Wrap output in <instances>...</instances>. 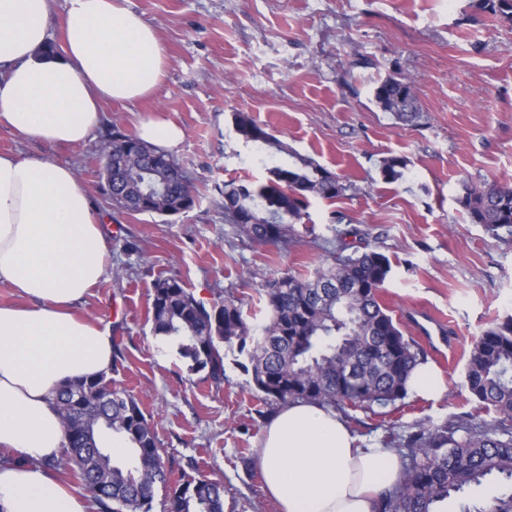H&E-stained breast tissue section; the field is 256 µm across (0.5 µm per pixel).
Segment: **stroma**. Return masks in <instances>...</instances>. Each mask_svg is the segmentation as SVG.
Here are the masks:
<instances>
[{
    "label": "stroma",
    "instance_id": "35a3bbf8",
    "mask_svg": "<svg viewBox=\"0 0 512 512\" xmlns=\"http://www.w3.org/2000/svg\"><path fill=\"white\" fill-rule=\"evenodd\" d=\"M477 0H128L166 50L165 76L136 103L103 106L101 130L77 145L33 142L0 128V153L72 167L97 215L106 217L111 269L77 311L109 325L117 344L108 375L140 403L159 440L170 485L200 475L224 485L226 512H278L263 489L255 448L267 418L246 356L224 357L221 383L192 373L153 336L152 287L173 278L211 302L238 298L248 324L266 322L258 288L285 272L313 275L347 243L385 253L392 272L381 301L416 336L428 310L458 336L442 365L423 343L445 390L371 413L346 410L364 444L393 436V448L428 421L491 415L470 401L464 371L472 343L512 314V238L470 223L457 198L464 185L512 177V26ZM370 67L353 66L359 56ZM401 72L415 84L422 116L405 125L375 103L373 88ZM248 114L288 145L350 181L344 196L310 199L285 241L259 245L224 219L219 189L230 180L263 183L258 145L235 131ZM160 115L184 132L172 156L197 196L182 214L113 209L101 178L104 131L136 134ZM406 160L402 180L386 182L384 159Z\"/></svg>",
    "mask_w": 512,
    "mask_h": 512
}]
</instances>
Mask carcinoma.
<instances>
[{
	"label": "carcinoma",
	"mask_w": 512,
	"mask_h": 512,
	"mask_svg": "<svg viewBox=\"0 0 512 512\" xmlns=\"http://www.w3.org/2000/svg\"><path fill=\"white\" fill-rule=\"evenodd\" d=\"M482 11L512 23V0H478ZM383 111L404 123L420 118L413 82L389 75L374 88ZM237 133L247 142L268 146L293 158L269 169L259 187L243 181L224 183L222 194L238 210L251 213L241 221L224 208V218L257 244L276 243L301 221L309 198L344 195L342 181L330 183L313 159L290 150L243 114L235 115ZM101 155L112 157V206L131 214L137 198L154 203L143 213L166 215L194 198L188 173L174 161L162 175L156 161L167 152L113 128ZM406 162L383 161L387 181L403 178ZM457 203L470 223L498 237H512V180L467 185ZM335 262L313 276L292 273L268 278L261 295L268 322L250 326L241 303L226 298L207 304L175 279L153 286L152 333L189 361L192 371H207L216 384L224 380L225 353L247 356L255 389L266 404L303 400L371 411L404 400L414 368L426 361L419 343L405 335L399 320L380 301L379 290L390 276V259L369 248L346 253L337 238ZM470 395L495 414L476 428L467 421L427 422L403 443L404 464L398 482L382 493L379 512H439L445 501L466 487L501 485L482 508L460 505L459 512H512V315L495 321L472 344L466 364ZM58 410L68 445L64 454L76 482L91 494L97 512H153L155 493L165 491L167 512H224L221 485L191 477L168 485L154 428L131 395L111 386L105 376L81 379L57 391ZM121 435L132 445L130 464H118L103 448V439Z\"/></svg>",
	"instance_id": "cac0c4a2"
}]
</instances>
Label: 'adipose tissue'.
Listing matches in <instances>:
<instances>
[{"instance_id": "ef3b65f1", "label": "adipose tissue", "mask_w": 512, "mask_h": 512, "mask_svg": "<svg viewBox=\"0 0 512 512\" xmlns=\"http://www.w3.org/2000/svg\"><path fill=\"white\" fill-rule=\"evenodd\" d=\"M59 28V50L47 52ZM166 64L157 31L127 0H0V127L46 144L86 141L108 101L155 92ZM108 248L69 166L0 153V282L28 298L0 305V512H89L46 468L67 445L54 397L108 374L110 327L74 314L105 274ZM279 512H376L400 459L361 447L336 410L296 401L268 418L257 448Z\"/></svg>"}]
</instances>
